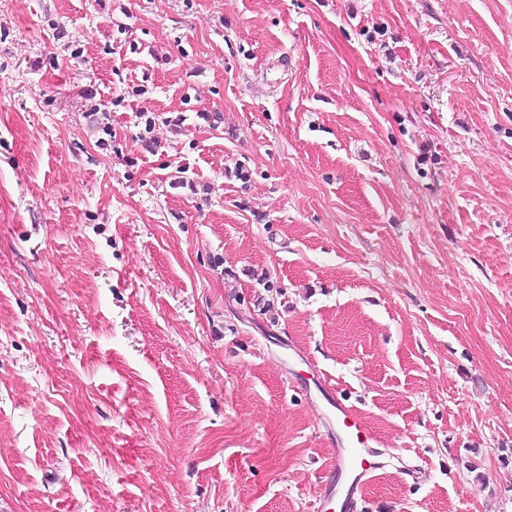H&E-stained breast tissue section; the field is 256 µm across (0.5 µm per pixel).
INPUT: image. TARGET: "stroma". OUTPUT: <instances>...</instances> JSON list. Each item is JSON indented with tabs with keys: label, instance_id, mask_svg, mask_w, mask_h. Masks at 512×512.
Returning a JSON list of instances; mask_svg holds the SVG:
<instances>
[{
	"label": "stroma",
	"instance_id": "stroma-1",
	"mask_svg": "<svg viewBox=\"0 0 512 512\" xmlns=\"http://www.w3.org/2000/svg\"><path fill=\"white\" fill-rule=\"evenodd\" d=\"M324 379L512 512V0H0V512H318Z\"/></svg>",
	"mask_w": 512,
	"mask_h": 512
}]
</instances>
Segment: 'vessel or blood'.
Wrapping results in <instances>:
<instances>
[{
  "label": "vessel or blood",
  "mask_w": 512,
  "mask_h": 512,
  "mask_svg": "<svg viewBox=\"0 0 512 512\" xmlns=\"http://www.w3.org/2000/svg\"><path fill=\"white\" fill-rule=\"evenodd\" d=\"M323 398L335 413L337 430L336 453L321 483L319 501L349 512L356 495L362 491L363 477L374 469L368 458L374 435L331 390H324Z\"/></svg>",
  "instance_id": "1"
}]
</instances>
